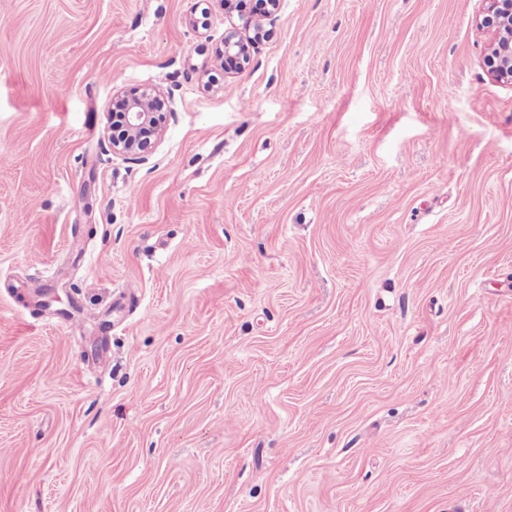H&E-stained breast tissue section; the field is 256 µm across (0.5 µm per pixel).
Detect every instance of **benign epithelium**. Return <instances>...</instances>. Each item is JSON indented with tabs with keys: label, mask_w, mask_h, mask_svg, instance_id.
I'll return each instance as SVG.
<instances>
[{
	"label": "benign epithelium",
	"mask_w": 512,
	"mask_h": 512,
	"mask_svg": "<svg viewBox=\"0 0 512 512\" xmlns=\"http://www.w3.org/2000/svg\"><path fill=\"white\" fill-rule=\"evenodd\" d=\"M476 19L479 31L489 36L483 64L491 79L512 85V0H483ZM279 0H266L265 10L240 16L241 26H232L224 35V71L230 72L248 62L263 29L261 18L278 8ZM124 105L127 136L123 140L107 137L112 152L132 160L143 161L162 135L163 113L153 111L160 102L157 91L124 92L116 97Z\"/></svg>",
	"instance_id": "benign-epithelium-1"
}]
</instances>
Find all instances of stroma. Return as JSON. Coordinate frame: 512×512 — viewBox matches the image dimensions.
I'll use <instances>...</instances> for the list:
<instances>
[{
	"mask_svg": "<svg viewBox=\"0 0 512 512\" xmlns=\"http://www.w3.org/2000/svg\"><path fill=\"white\" fill-rule=\"evenodd\" d=\"M482 7L281 0L228 75L224 0H0V512H512ZM156 90L123 92L116 97V103L125 107L124 123L127 136L118 140L107 135L112 152L132 160L144 161L162 135L163 112H153V106L160 102Z\"/></svg>",
	"mask_w": 512,
	"mask_h": 512,
	"instance_id": "obj_1",
	"label": "stroma"
}]
</instances>
